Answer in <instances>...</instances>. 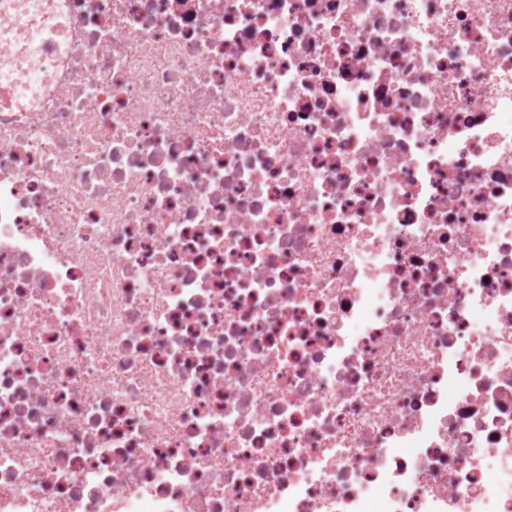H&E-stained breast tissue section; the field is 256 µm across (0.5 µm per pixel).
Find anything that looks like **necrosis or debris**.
I'll list each match as a JSON object with an SVG mask.
<instances>
[{
	"instance_id": "necrosis-or-debris-1",
	"label": "necrosis or debris",
	"mask_w": 512,
	"mask_h": 512,
	"mask_svg": "<svg viewBox=\"0 0 512 512\" xmlns=\"http://www.w3.org/2000/svg\"><path fill=\"white\" fill-rule=\"evenodd\" d=\"M3 14L0 512H512V0Z\"/></svg>"
}]
</instances>
